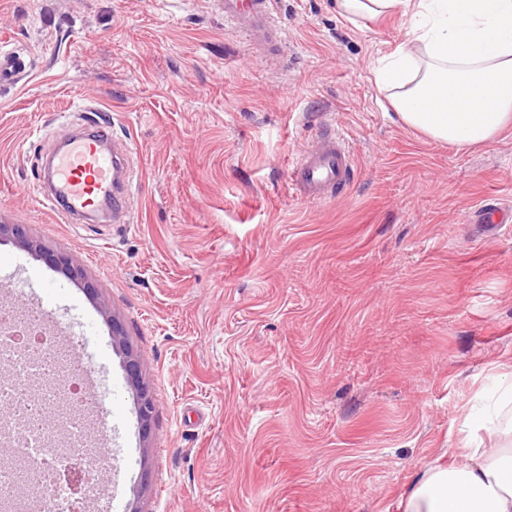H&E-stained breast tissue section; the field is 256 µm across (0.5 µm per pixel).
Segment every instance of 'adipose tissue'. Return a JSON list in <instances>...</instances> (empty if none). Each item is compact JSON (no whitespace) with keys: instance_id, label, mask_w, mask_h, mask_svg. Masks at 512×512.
Returning <instances> with one entry per match:
<instances>
[{"instance_id":"1","label":"adipose tissue","mask_w":512,"mask_h":512,"mask_svg":"<svg viewBox=\"0 0 512 512\" xmlns=\"http://www.w3.org/2000/svg\"><path fill=\"white\" fill-rule=\"evenodd\" d=\"M351 23L401 16L408 40L374 70L398 121L459 151L512 127V0H336ZM462 460L436 458L398 512H512V382L495 407L475 404L460 429ZM498 437L499 445L485 441Z\"/></svg>"}]
</instances>
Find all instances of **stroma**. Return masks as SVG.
<instances>
[{"mask_svg": "<svg viewBox=\"0 0 512 512\" xmlns=\"http://www.w3.org/2000/svg\"><path fill=\"white\" fill-rule=\"evenodd\" d=\"M273 13L279 55L225 27L220 0H0V42L32 61L0 86V223L85 273L5 238L0 286L87 343L122 512H390L424 464L459 461L472 398L512 363V224L471 221L512 207V128L463 152L396 123L373 68L401 17ZM95 123L125 154L120 224L34 194L45 149ZM327 124L354 181L307 202L289 170ZM105 305L153 393L146 439ZM0 236H7L18 246L32 252H40L46 261L73 276H82L76 259L65 252L47 251L30 234L25 224H0Z\"/></svg>", "mask_w": 512, "mask_h": 512, "instance_id": "stroma-1", "label": "stroma"}]
</instances>
